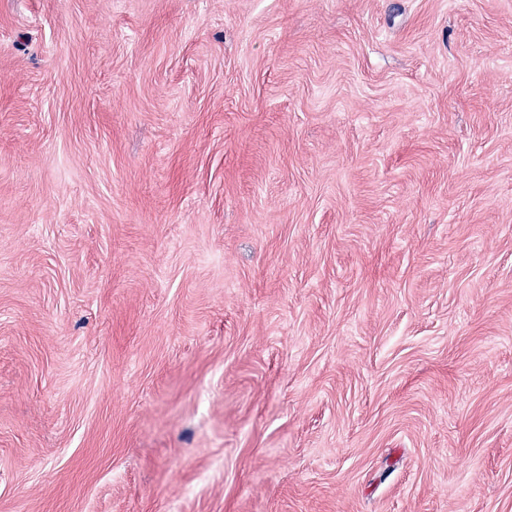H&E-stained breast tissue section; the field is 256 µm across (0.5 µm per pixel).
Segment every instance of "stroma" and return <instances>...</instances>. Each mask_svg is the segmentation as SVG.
Returning <instances> with one entry per match:
<instances>
[{
	"mask_svg": "<svg viewBox=\"0 0 512 512\" xmlns=\"http://www.w3.org/2000/svg\"><path fill=\"white\" fill-rule=\"evenodd\" d=\"M0 512H512V0H0Z\"/></svg>",
	"mask_w": 512,
	"mask_h": 512,
	"instance_id": "obj_1",
	"label": "stroma"
}]
</instances>
